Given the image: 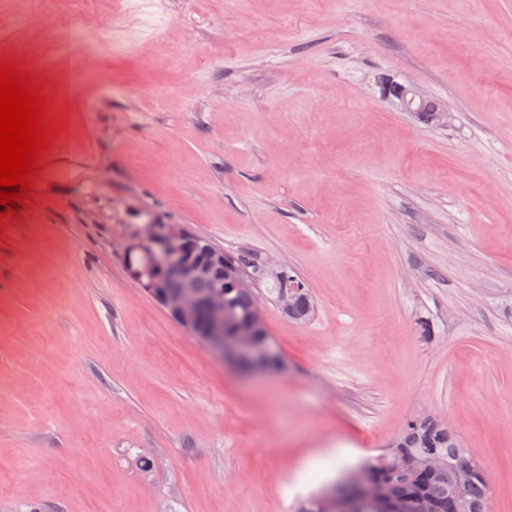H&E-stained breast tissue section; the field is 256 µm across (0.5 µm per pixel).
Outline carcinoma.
<instances>
[{
    "label": "carcinoma",
    "instance_id": "obj_1",
    "mask_svg": "<svg viewBox=\"0 0 512 512\" xmlns=\"http://www.w3.org/2000/svg\"><path fill=\"white\" fill-rule=\"evenodd\" d=\"M293 294L288 319L307 324L315 315L311 289L297 275L281 269L271 293ZM254 294L224 284V318L236 327L250 319ZM366 481L396 512H493L492 493L485 468L462 448L456 433L430 416L411 419L379 455L360 467ZM296 512H336L314 493L301 501Z\"/></svg>",
    "mask_w": 512,
    "mask_h": 512
}]
</instances>
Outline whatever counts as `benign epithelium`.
Instances as JSON below:
<instances>
[{"mask_svg": "<svg viewBox=\"0 0 512 512\" xmlns=\"http://www.w3.org/2000/svg\"><path fill=\"white\" fill-rule=\"evenodd\" d=\"M394 92L403 111H421L425 94L419 88L400 85ZM123 252L132 281L224 364L249 375L279 372L270 361V349L254 342L257 321L264 315L259 301L253 302L251 323L232 335L224 330V251L183 224L150 219L128 238ZM136 252L147 256L146 264L131 263L130 256ZM205 280L211 287H200ZM356 493L369 495L371 490L354 488L346 477L325 491L339 501L340 512H352L349 501Z\"/></svg>", "mask_w": 512, "mask_h": 512, "instance_id": "benign-epithelium-1", "label": "benign epithelium"}]
</instances>
